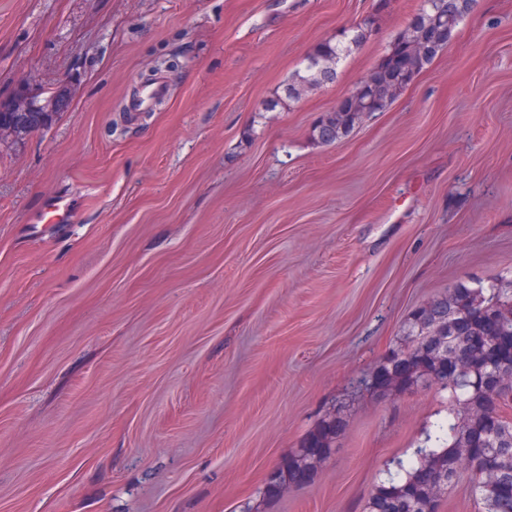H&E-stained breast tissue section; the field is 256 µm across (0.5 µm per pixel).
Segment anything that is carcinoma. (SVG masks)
Wrapping results in <instances>:
<instances>
[{"label":"carcinoma","instance_id":"carcinoma-1","mask_svg":"<svg viewBox=\"0 0 512 512\" xmlns=\"http://www.w3.org/2000/svg\"><path fill=\"white\" fill-rule=\"evenodd\" d=\"M457 2L443 27L434 24L431 12L419 8L407 31L356 93L313 128L314 141L333 144L347 137L364 113L382 109L381 103H370L372 91L382 90L394 101L409 86L408 79L434 60L475 4V0ZM364 36L360 24L345 29L320 43L309 57L336 65ZM336 76L335 70L320 73L306 64L292 74L284 96L271 100L269 108L296 100ZM434 343L445 348V356L427 355L424 346ZM458 346L469 350L463 375L448 370V355ZM494 357L512 358V278L462 282L412 313L389 353L357 381L355 393L377 398L435 385L448 392V416L434 431L424 433L411 460H399L395 470L387 471L363 512H442L448 490L463 475L471 483L477 512H512V422L495 420L489 409L495 395L505 404L512 400V373L495 378L488 389L481 385ZM343 427V417L333 415L312 431L277 467L265 496L274 498L283 488L313 481L318 464L330 455Z\"/></svg>","mask_w":512,"mask_h":512}]
</instances>
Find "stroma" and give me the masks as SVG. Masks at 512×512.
<instances>
[{"label": "stroma", "instance_id": "stroma-1", "mask_svg": "<svg viewBox=\"0 0 512 512\" xmlns=\"http://www.w3.org/2000/svg\"><path fill=\"white\" fill-rule=\"evenodd\" d=\"M420 0H0V98L74 95L0 142V512H363L446 393L354 395L411 313L512 277V0H477L330 145ZM372 19L334 82L269 109ZM162 104L112 129L152 74ZM51 197L69 207L44 218ZM314 482L264 498L323 418Z\"/></svg>", "mask_w": 512, "mask_h": 512}]
</instances>
